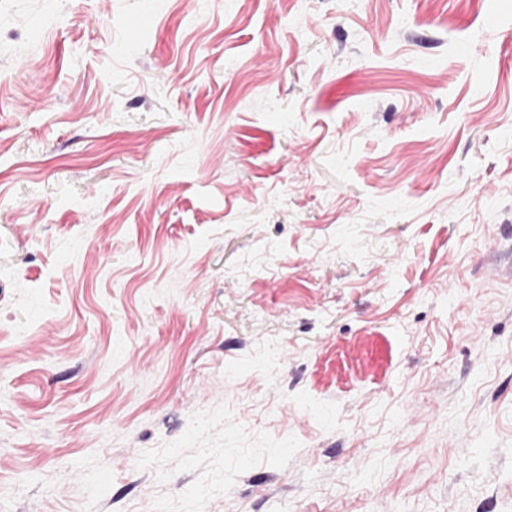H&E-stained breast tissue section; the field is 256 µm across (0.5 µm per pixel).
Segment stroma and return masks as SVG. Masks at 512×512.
<instances>
[{
    "label": "stroma",
    "instance_id": "35a3bbf8",
    "mask_svg": "<svg viewBox=\"0 0 512 512\" xmlns=\"http://www.w3.org/2000/svg\"><path fill=\"white\" fill-rule=\"evenodd\" d=\"M0 512H512V0H0Z\"/></svg>",
    "mask_w": 512,
    "mask_h": 512
}]
</instances>
